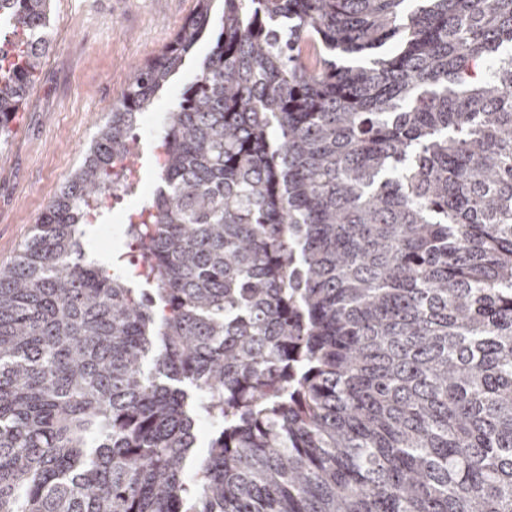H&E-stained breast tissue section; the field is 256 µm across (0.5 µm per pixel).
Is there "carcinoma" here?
I'll use <instances>...</instances> for the list:
<instances>
[{
    "mask_svg": "<svg viewBox=\"0 0 512 512\" xmlns=\"http://www.w3.org/2000/svg\"><path fill=\"white\" fill-rule=\"evenodd\" d=\"M50 2L0 0L1 128ZM216 2L0 270V512H512V0ZM204 38L126 225L146 273H109L83 226ZM211 50V44L207 40L200 41L193 49L191 58L186 65L176 74L167 85L159 99L155 102L152 112L143 113L141 117V128L150 133H154L158 127L157 114L159 112L164 118L165 112H168L171 105L177 101V97L182 94L183 90L189 85L195 77L198 67L208 57ZM174 94H176L174 96Z\"/></svg>",
    "mask_w": 512,
    "mask_h": 512,
    "instance_id": "carcinoma-1",
    "label": "carcinoma"
}]
</instances>
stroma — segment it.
Segmentation results:
<instances>
[{
  "mask_svg": "<svg viewBox=\"0 0 512 512\" xmlns=\"http://www.w3.org/2000/svg\"><path fill=\"white\" fill-rule=\"evenodd\" d=\"M196 0H52L42 64L0 135V268L84 162L136 67L156 56ZM211 50L200 41L154 109L165 113Z\"/></svg>",
  "mask_w": 512,
  "mask_h": 512,
  "instance_id": "obj_1",
  "label": "stroma"
}]
</instances>
